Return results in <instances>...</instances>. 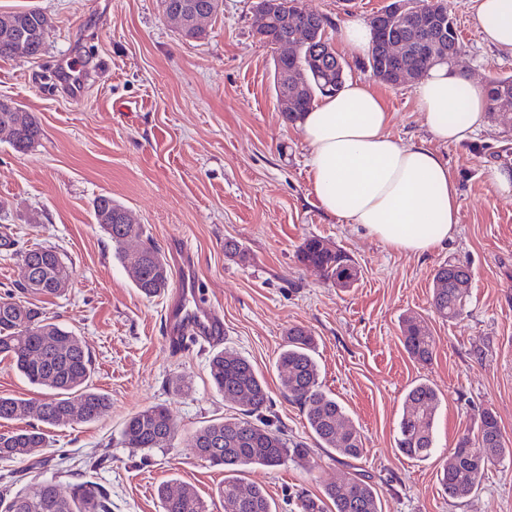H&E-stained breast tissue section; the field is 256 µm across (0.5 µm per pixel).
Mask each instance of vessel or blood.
Instances as JSON below:
<instances>
[{
	"label": "vessel or blood",
	"instance_id": "vessel-or-blood-1",
	"mask_svg": "<svg viewBox=\"0 0 512 512\" xmlns=\"http://www.w3.org/2000/svg\"><path fill=\"white\" fill-rule=\"evenodd\" d=\"M174 256L177 282L168 305L165 323L168 349L179 351L191 339L220 341L223 321L216 312L198 304L199 280L188 246L179 244Z\"/></svg>",
	"mask_w": 512,
	"mask_h": 512
}]
</instances>
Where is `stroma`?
<instances>
[{
  "label": "stroma",
  "mask_w": 512,
  "mask_h": 512,
  "mask_svg": "<svg viewBox=\"0 0 512 512\" xmlns=\"http://www.w3.org/2000/svg\"><path fill=\"white\" fill-rule=\"evenodd\" d=\"M386 0H298L329 20L336 37L351 19L371 20ZM35 6L52 21L38 56L0 58V100L32 112L39 142L19 153L0 140V227L18 245H51L75 270L62 296L36 297L53 321L72 329L92 356L93 386L112 409L92 424L47 428L49 446L26 461L0 459V490L55 477L62 493L88 481L106 491L110 512H162L160 485L196 488L209 512H224V469L196 456L189 436L206 421L238 411L212 387L215 349L246 357L264 377L271 404L262 416L307 457L277 468L255 465L279 512H303L300 495L319 499L329 483L368 476L381 512H512V458L489 466L478 490L449 498L439 478L456 440L476 433L491 410L512 448V195L498 193L490 168L512 167V114L486 116L461 144L435 143L459 194V232L425 257L403 254L322 211L305 167L298 126L284 123L276 97V46L255 35L253 0H223L202 39L183 38L159 0H0V10ZM459 35L462 74L486 83L512 75V54L485 43L472 0H448ZM347 80L366 84L391 114L389 134L429 140L410 85L381 83L362 56L337 48ZM82 66L80 84L68 76ZM112 196L171 255L186 243L200 301L218 312L224 338L181 353L164 340L167 296L142 297L130 271L93 217ZM318 237L349 253L360 277L342 291L303 265L297 250ZM236 241L246 261L229 258ZM452 261L470 270L462 316L431 307L432 277ZM426 323L430 364L407 354L405 319ZM311 330L324 390L360 432L361 459L334 460L315 448L299 407L282 393L276 359L288 327ZM426 381L441 394L428 460L396 446L406 391ZM168 409L173 439L147 450L122 440L125 420L145 407Z\"/></svg>",
  "instance_id": "1"
}]
</instances>
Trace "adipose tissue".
Here are the masks:
<instances>
[{
  "label": "adipose tissue",
  "instance_id": "adipose-tissue-1",
  "mask_svg": "<svg viewBox=\"0 0 512 512\" xmlns=\"http://www.w3.org/2000/svg\"><path fill=\"white\" fill-rule=\"evenodd\" d=\"M485 41L512 53V0H475ZM430 134L445 144L468 140L485 118V89L448 64L433 66L414 89ZM383 101L359 81L327 96L297 125L320 207L387 247L424 256L454 240L457 187L447 161L426 142L392 137Z\"/></svg>",
  "mask_w": 512,
  "mask_h": 512
}]
</instances>
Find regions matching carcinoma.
Returning a JSON list of instances; mask_svg holds the SVG:
<instances>
[{
	"label": "carcinoma",
	"instance_id": "1",
	"mask_svg": "<svg viewBox=\"0 0 512 512\" xmlns=\"http://www.w3.org/2000/svg\"><path fill=\"white\" fill-rule=\"evenodd\" d=\"M172 9L187 6L192 10L215 15L214 0H161ZM46 14L35 7L0 12V58L11 57L13 36L24 34L32 39L33 54L42 51L41 32ZM382 32L404 34L407 18L387 13L380 18ZM312 40L303 45L294 60L282 59L277 68L303 75L302 90L295 98L294 109L282 113L285 123L295 124L300 115L314 107L316 98L340 91L343 82L336 72V52L329 40L322 39L328 20L321 15L310 23ZM367 66L373 75L392 84L383 66L382 53L371 48ZM512 109V75L497 77L489 83L487 111L490 114ZM15 130L8 144L17 152H26L40 139L41 128L30 112L9 113ZM124 207L106 194L93 200L96 224L112 242L115 256L124 265L139 264L141 274L134 285L145 297L161 295L169 286L170 268L159 248L149 239L135 251L126 249L132 239L144 236L140 224L121 223ZM0 248L18 258L21 266L31 270V281H17L14 288L0 294V357L30 384L48 390L44 397L33 400L0 396V422L23 421L30 416L47 426L66 424L69 407L78 405L83 413L80 423H93L111 408L110 398L91 387L93 370L91 355L79 336L52 321L43 308L23 299L25 294L59 297L55 284L73 280V266L51 246L15 248V242L0 236ZM301 263L317 269L324 279L347 289L354 286L360 271L355 261L341 249H330L321 239L309 237L298 249ZM461 266L445 262L434 270L432 306L441 318L451 321L463 314L469 288L458 287ZM403 344L415 361L428 364L433 359V344L427 326L404 322ZM315 339L303 327L288 328L284 345L277 358V370L283 393L297 404L318 447L358 460L363 454L362 439L344 408L323 391L319 368L313 356ZM209 375L216 391L226 397L245 393L239 401L236 417L214 419L197 429L189 438L200 457L224 467V486L218 489L224 512H276L273 501L261 487L248 484L241 473L251 465L275 468L292 456H305L310 449L293 442L279 430L259 420V414L270 403L263 377L245 357L219 351L209 359ZM441 399L427 382L408 389L399 422V451L411 459L426 460L434 450L432 424ZM176 431V424L162 406H149L131 415L122 430L124 443L130 448L152 449ZM47 447L46 434L37 426L20 427L0 433V459L25 460ZM506 457L497 417L489 410L480 413L477 436H462L453 448V463L440 471V481L450 498L470 495L481 484L488 464ZM324 496L334 512H381L379 496L363 475L350 478L347 484H329ZM163 512H207V506L189 485L174 495L169 487L158 490ZM0 512H109L107 495L91 482L76 483L71 495L59 500L53 479L34 480L14 493L0 494Z\"/></svg>",
	"mask_w": 512,
	"mask_h": 512
}]
</instances>
